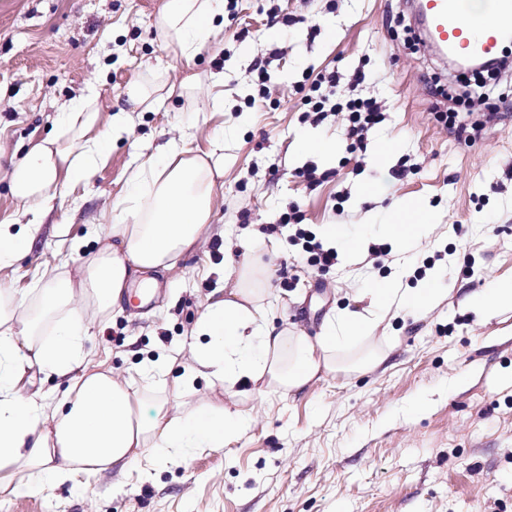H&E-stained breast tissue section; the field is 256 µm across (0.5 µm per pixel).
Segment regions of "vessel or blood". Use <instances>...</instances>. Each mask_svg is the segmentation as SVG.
<instances>
[{"mask_svg":"<svg viewBox=\"0 0 512 512\" xmlns=\"http://www.w3.org/2000/svg\"><path fill=\"white\" fill-rule=\"evenodd\" d=\"M429 38L463 57H496L512 39V0H487L484 17L473 16L468 0H423Z\"/></svg>","mask_w":512,"mask_h":512,"instance_id":"obj_1","label":"vessel or blood"}]
</instances>
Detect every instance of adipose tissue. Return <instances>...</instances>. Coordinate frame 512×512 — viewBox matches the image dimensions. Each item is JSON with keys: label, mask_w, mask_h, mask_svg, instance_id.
Listing matches in <instances>:
<instances>
[{"label": "adipose tissue", "mask_w": 512, "mask_h": 512, "mask_svg": "<svg viewBox=\"0 0 512 512\" xmlns=\"http://www.w3.org/2000/svg\"><path fill=\"white\" fill-rule=\"evenodd\" d=\"M158 38L185 63L216 44L224 30V0H163L156 15ZM174 93L167 82L137 80L127 86L128 106L100 130L98 95L87 92L64 102L56 137L33 144L7 174L9 189L26 216L18 238L0 226V266L29 251L56 199L87 181L126 129L134 112H149ZM190 134L160 145L132 173L112 205L105 234L82 260L77 275L60 264L45 265L34 287V303L0 293V490L27 494L44 479L66 482L82 472H124L149 455L175 458L188 451L223 447L243 427L240 413L190 409L167 416L142 387L113 376L83 350L90 324L106 322L135 277L171 269L194 252L213 221L215 193L224 176V139L208 149L190 145ZM267 273L252 261L237 270L224 297L201 313L188 345L190 361L180 377L187 387L197 375L221 382L230 396L249 397L246 383L284 394L304 389L317 375L357 374L380 364L384 352L353 353L392 306L423 313L436 293H408L390 283L370 288V310H340L317 339L276 330L267 322L271 301ZM34 362L68 385L60 401L23 397L19 381Z\"/></svg>", "instance_id": "obj_1"}]
</instances>
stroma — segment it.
Instances as JSON below:
<instances>
[{"label": "stroma", "instance_id": "35a3bbf8", "mask_svg": "<svg viewBox=\"0 0 512 512\" xmlns=\"http://www.w3.org/2000/svg\"><path fill=\"white\" fill-rule=\"evenodd\" d=\"M162 0H0V220L16 203L5 177L29 141L55 135L58 108L96 91L100 120L124 106L134 80L157 75L193 91L173 95L153 112H135L113 140L90 181L55 202L29 254L0 268V291L24 297L44 263L80 255L70 243L106 230L105 212L123 195L139 163L167 139L193 136L207 149L224 136V179L214 219L200 246L167 271L165 291L144 308L123 303L104 326L90 328L89 359L121 378L145 362L185 356L211 299L235 285L224 266V237L234 257L260 260L274 298L277 328L319 336L336 311L363 309L359 291L396 280L436 289L439 300L419 315L406 308L386 316L362 347L385 361L356 375H326L291 394H256L239 402L218 382L196 378L185 393L166 380L148 395L168 414L182 406L244 410V428L223 447L156 461L149 474L107 470L74 482H45L32 494L0 493V512H512V312L490 321L470 310L471 296L496 280H512V71L481 74L461 87L455 70L416 44L409 0H237L224 20L222 44L204 50L193 68L160 42L154 19ZM300 17L288 33H272L270 9ZM270 100L247 106L256 59L271 56ZM369 78L361 96L382 103L385 119L364 149L347 148L343 120L306 119L298 88L325 71ZM223 74V85L212 77ZM451 96L480 86L505 93L486 112L500 113L481 141L467 147L436 122L427 78ZM223 95V111L213 108ZM315 131L335 140L331 158L304 154L300 138ZM388 144V158L378 154ZM413 172L398 180L399 164ZM313 167L325 179L309 184ZM425 204L434 224L406 253L369 249L386 244L384 223L402 200ZM300 226L278 225L290 207ZM329 224L359 241L339 252L329 270L311 267L296 228L319 234ZM435 270L418 277L427 258Z\"/></svg>", "mask_w": 512, "mask_h": 512}]
</instances>
